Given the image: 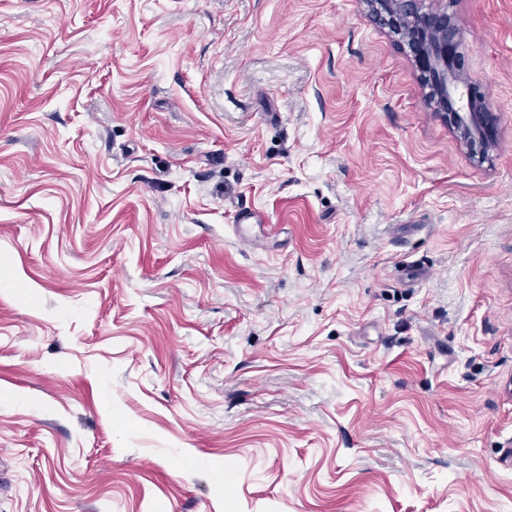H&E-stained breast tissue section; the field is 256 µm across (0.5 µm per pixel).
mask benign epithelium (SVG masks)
I'll return each instance as SVG.
<instances>
[{"label":"benign epithelium","instance_id":"benign-epithelium-1","mask_svg":"<svg viewBox=\"0 0 512 512\" xmlns=\"http://www.w3.org/2000/svg\"><path fill=\"white\" fill-rule=\"evenodd\" d=\"M370 16L387 27L421 67L428 103L469 154L482 160L494 144L497 115L466 77L459 30L446 10L424 12L421 0H364Z\"/></svg>","mask_w":512,"mask_h":512}]
</instances>
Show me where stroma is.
<instances>
[{"label": "stroma", "instance_id": "1", "mask_svg": "<svg viewBox=\"0 0 512 512\" xmlns=\"http://www.w3.org/2000/svg\"><path fill=\"white\" fill-rule=\"evenodd\" d=\"M422 9L484 160L363 0H0V512H512V0ZM370 16L387 27L421 67L428 103L442 116L469 154L483 160L494 144L497 115L466 77L459 30L448 10L423 12L421 0H364ZM415 21L414 28L403 26Z\"/></svg>", "mask_w": 512, "mask_h": 512}]
</instances>
